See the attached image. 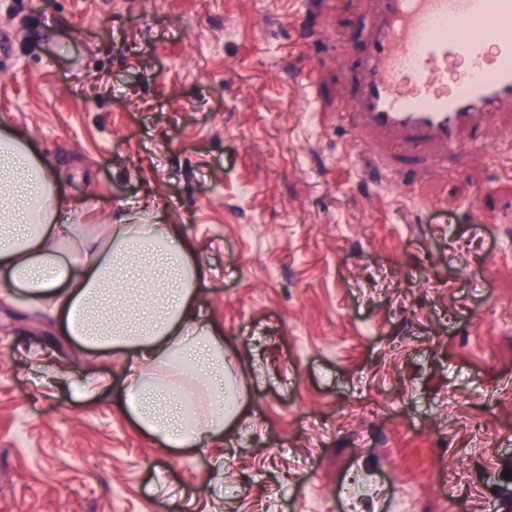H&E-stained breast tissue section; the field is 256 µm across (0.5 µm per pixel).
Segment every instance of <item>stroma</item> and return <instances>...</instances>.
I'll list each match as a JSON object with an SVG mask.
<instances>
[{
	"label": "stroma",
	"mask_w": 512,
	"mask_h": 512,
	"mask_svg": "<svg viewBox=\"0 0 512 512\" xmlns=\"http://www.w3.org/2000/svg\"><path fill=\"white\" fill-rule=\"evenodd\" d=\"M0 0V125L102 212L155 190L215 276L221 447L165 450L22 352L85 357L0 298V512H512V114L388 192L344 113L363 0ZM269 22L256 27L255 17Z\"/></svg>",
	"instance_id": "obj_1"
}]
</instances>
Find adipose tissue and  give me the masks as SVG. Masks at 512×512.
<instances>
[{
  "label": "adipose tissue",
  "mask_w": 512,
  "mask_h": 512,
  "mask_svg": "<svg viewBox=\"0 0 512 512\" xmlns=\"http://www.w3.org/2000/svg\"><path fill=\"white\" fill-rule=\"evenodd\" d=\"M66 181L0 126V290L49 308L80 353L120 362L122 407L140 432L168 448L220 443L238 415V376L204 313L197 250L158 198L102 223Z\"/></svg>",
  "instance_id": "adipose-tissue-1"
}]
</instances>
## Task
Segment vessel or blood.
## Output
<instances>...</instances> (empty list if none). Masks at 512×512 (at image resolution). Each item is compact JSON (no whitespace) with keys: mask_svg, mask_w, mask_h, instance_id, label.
Wrapping results in <instances>:
<instances>
[{"mask_svg":"<svg viewBox=\"0 0 512 512\" xmlns=\"http://www.w3.org/2000/svg\"><path fill=\"white\" fill-rule=\"evenodd\" d=\"M359 64L349 118L374 172L447 168L474 130L512 112V0H370Z\"/></svg>","mask_w":512,"mask_h":512,"instance_id":"vessel-or-blood-1","label":"vessel or blood"}]
</instances>
